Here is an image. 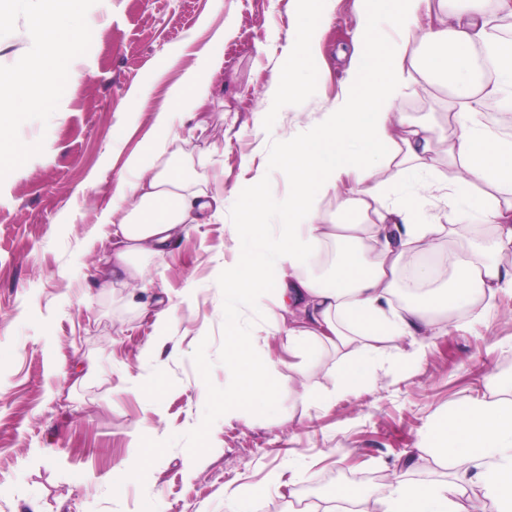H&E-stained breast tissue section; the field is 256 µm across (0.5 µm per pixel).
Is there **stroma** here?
<instances>
[{
  "label": "stroma",
  "mask_w": 512,
  "mask_h": 512,
  "mask_svg": "<svg viewBox=\"0 0 512 512\" xmlns=\"http://www.w3.org/2000/svg\"><path fill=\"white\" fill-rule=\"evenodd\" d=\"M311 0H73L66 24L80 39L63 66L64 95L19 113L0 141L30 152L0 181V512H288L307 485L363 497L388 493L387 477L425 485L452 472L416 443L437 417L512 378V296L488 317L460 307L456 328L433 337L413 363L385 364L348 393L336 387L334 352L314 358L316 402L288 395L287 341L249 306L238 318L261 355L278 361L266 407L248 371L224 366V268L243 213L275 209L291 191L288 136L314 123L342 91L359 18L369 0H337L307 93L265 111L284 45ZM22 12L0 20V70L29 64ZM224 68L196 113L188 145L210 186L232 190L245 161L263 164L261 189L227 202L145 263L152 293L173 308L161 325L105 283L111 247L100 221L126 161L157 136L170 87L197 69L216 33ZM236 410L225 416L224 403ZM142 433H135V424ZM136 470L133 480L118 468Z\"/></svg>",
  "instance_id": "obj_1"
}]
</instances>
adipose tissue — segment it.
<instances>
[{
	"instance_id": "adipose-tissue-1",
	"label": "adipose tissue",
	"mask_w": 512,
	"mask_h": 512,
	"mask_svg": "<svg viewBox=\"0 0 512 512\" xmlns=\"http://www.w3.org/2000/svg\"><path fill=\"white\" fill-rule=\"evenodd\" d=\"M30 17L34 52H48L38 69L20 67L0 73V127L20 112H34L61 94L60 70L77 40L62 23L65 0H10ZM311 15L300 16L285 49L292 63L287 78H274L267 107L301 94L305 65L316 58L336 0H318ZM426 11L430 24L417 32L412 18ZM388 20L398 38L385 42L379 22ZM512 20V0H373L363 13L348 60L344 90L303 138L288 142L284 169L294 191L277 215L260 209L246 215L249 224H265L266 234L237 237V261L224 269V305L246 301L249 288L274 295L277 331L288 352H336L345 367L340 388L359 383L354 363L363 361L372 340L405 341L421 349L435 335L436 310L446 301L491 309L498 294H512V264L502 256L512 250V134L491 129L478 110L493 100L512 112V42L495 32ZM426 52L408 58L412 43ZM488 69L477 79L474 62ZM224 66V53L204 55L201 71L188 72L170 88L169 106L202 108L211 96L205 75ZM450 86L440 122L403 113L405 97L427 81ZM141 153L128 158L132 181L120 186L118 200L103 215L113 227L107 272L117 288L146 289L144 259L163 253L189 235L204 219L224 215L222 192H207L195 172L179 133L165 130ZM349 194L342 209L356 210L358 222H327L323 197L340 184ZM445 191L449 218L490 225L489 242L454 238L452 278L424 264L442 241L453 237L444 224L421 221L420 193ZM134 201L124 208L122 198ZM336 246L328 275L308 271L307 263L324 248ZM413 272L419 286L396 303L398 283ZM448 279V287L437 282ZM230 366L253 371L252 395L270 404L269 372L274 363L258 362L249 333L237 331ZM436 434H424L422 455L464 467L469 481L497 502L498 512H512V385L456 406L440 418ZM389 494L373 498L367 512H467L456 481L408 485L393 479Z\"/></svg>"
}]
</instances>
